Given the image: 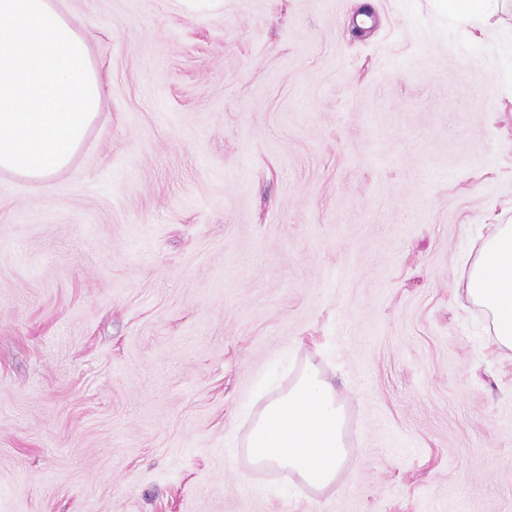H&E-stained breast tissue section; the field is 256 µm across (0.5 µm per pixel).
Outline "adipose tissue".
I'll use <instances>...</instances> for the list:
<instances>
[{
  "instance_id": "1",
  "label": "adipose tissue",
  "mask_w": 512,
  "mask_h": 512,
  "mask_svg": "<svg viewBox=\"0 0 512 512\" xmlns=\"http://www.w3.org/2000/svg\"><path fill=\"white\" fill-rule=\"evenodd\" d=\"M464 291L495 343L512 351V224L491 225L477 255L465 260ZM342 409L335 385L305 368L255 414L246 440L253 462L296 474L315 489L335 485L347 457Z\"/></svg>"
}]
</instances>
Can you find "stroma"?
<instances>
[{"mask_svg":"<svg viewBox=\"0 0 512 512\" xmlns=\"http://www.w3.org/2000/svg\"><path fill=\"white\" fill-rule=\"evenodd\" d=\"M104 79L0 172V512H512V352L459 278L512 224V0H65ZM348 450L252 466L307 366Z\"/></svg>","mask_w":512,"mask_h":512,"instance_id":"stroma-1","label":"stroma"}]
</instances>
